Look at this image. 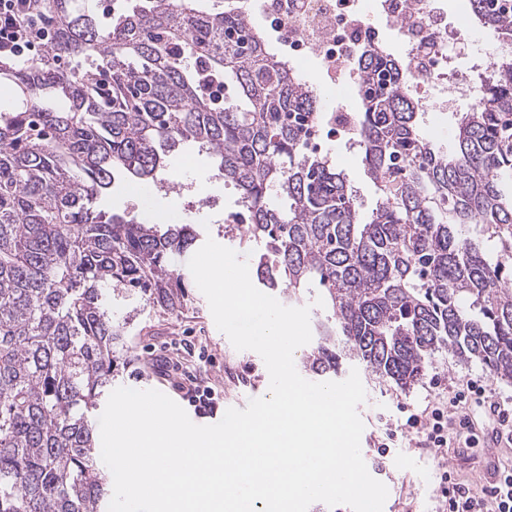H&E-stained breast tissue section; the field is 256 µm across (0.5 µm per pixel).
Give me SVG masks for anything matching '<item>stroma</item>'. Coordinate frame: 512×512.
<instances>
[{
	"label": "stroma",
	"instance_id": "obj_1",
	"mask_svg": "<svg viewBox=\"0 0 512 512\" xmlns=\"http://www.w3.org/2000/svg\"><path fill=\"white\" fill-rule=\"evenodd\" d=\"M324 151L336 167L345 172L350 187L356 191L362 218H369L377 205L379 192L365 171L361 154L352 149L347 136L340 133L325 136ZM160 177L181 184L186 199L192 200V207L182 214L183 222L197 225L201 236L212 237L236 251L240 258L248 260L257 253L255 244L224 235V224L230 223L240 211L238 194L234 188L215 179L214 163L209 156L193 147H185L169 158ZM206 197L218 199V206L203 205ZM169 200V195L156 191L154 185L122 177L102 205L141 219L147 211H161L163 203ZM187 294L185 306L176 314L153 307L138 295L113 301L114 313L129 319L128 360L113 378V387L155 389L181 405L185 402L182 389L194 376L221 392L228 405L243 408L250 399L267 395L270 379L262 358L254 351H239L233 347L229 338L217 329L209 304L197 286H190ZM187 337L205 346L208 361H200L184 352L180 341ZM359 375L366 400L358 411L369 438L361 452L367 467L380 466L386 471L384 483L388 498L383 512H438L441 476L447 471L467 480L474 490H481V452H474L467 459L451 454L437 457L411 447L404 437L383 457L378 453V446L385 438L386 421L404 423L406 409L419 408L425 398L433 396L434 391L428 384L430 378L448 385L484 376L489 386L506 396L512 395V382L488 378L479 361L463 363L445 352L435 354L426 368L425 381L409 390L381 381L364 369Z\"/></svg>",
	"mask_w": 512,
	"mask_h": 512
}]
</instances>
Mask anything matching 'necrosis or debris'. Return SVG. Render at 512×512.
I'll return each mask as SVG.
<instances>
[{
	"instance_id": "obj_1",
	"label": "necrosis or debris",
	"mask_w": 512,
	"mask_h": 512,
	"mask_svg": "<svg viewBox=\"0 0 512 512\" xmlns=\"http://www.w3.org/2000/svg\"><path fill=\"white\" fill-rule=\"evenodd\" d=\"M247 17L272 21L276 46L290 67L316 57L320 64L317 94L340 101L357 93V60L363 50L387 51L374 24L381 15L399 32L396 56L407 72L406 86L421 111L454 112L479 102L481 77L496 62L512 58V41L494 40L472 48L470 17L448 21L443 0H245ZM467 47L465 66H450L458 47Z\"/></svg>"
}]
</instances>
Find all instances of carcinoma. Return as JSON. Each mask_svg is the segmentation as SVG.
<instances>
[{"label":"carcinoma","mask_w":512,"mask_h":512,"mask_svg":"<svg viewBox=\"0 0 512 512\" xmlns=\"http://www.w3.org/2000/svg\"><path fill=\"white\" fill-rule=\"evenodd\" d=\"M43 0L54 40L38 59L0 62L22 96L0 110V512H104L92 413L126 350L109 299L147 292L185 304L184 269L200 235L101 207L116 177L156 181L194 146L239 191L264 245L259 285L293 306L319 288L306 366L333 378L357 362L402 389L446 351L512 381V59L457 117L451 153L420 135L400 61L357 66L363 112L354 133L380 200L364 223L343 172L305 148L318 97L235 8L201 0H123L120 10ZM477 22L512 38V14L470 0ZM65 56L67 65L59 64ZM480 225L492 260L468 236Z\"/></svg>","instance_id":"1"}]
</instances>
